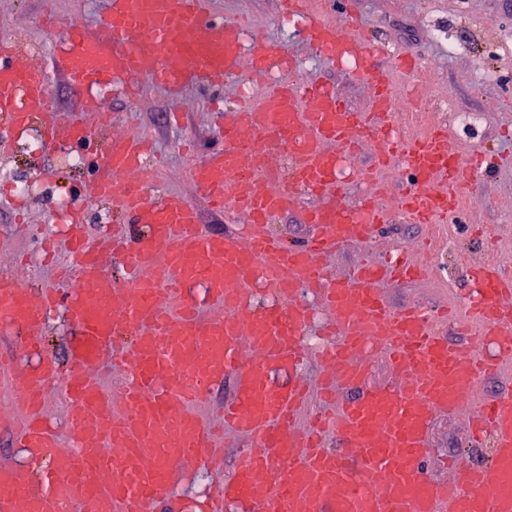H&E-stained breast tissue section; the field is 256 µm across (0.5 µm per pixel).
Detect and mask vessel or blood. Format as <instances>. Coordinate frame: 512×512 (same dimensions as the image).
<instances>
[{
	"instance_id": "b4317fda",
	"label": "vessel or blood",
	"mask_w": 512,
	"mask_h": 512,
	"mask_svg": "<svg viewBox=\"0 0 512 512\" xmlns=\"http://www.w3.org/2000/svg\"><path fill=\"white\" fill-rule=\"evenodd\" d=\"M338 3L335 20L312 0H279V8L302 21L327 63L370 86L364 111L333 87L298 81L282 43L248 37L247 20L216 15L212 0H108L94 34L46 11V29L61 40L47 67L29 63L19 42L0 41L1 155L11 135L30 131L48 147L86 149L111 121L110 90L147 82L178 97L281 70L275 87L245 98L225 125L223 151L187 170L212 209L241 223L237 236L205 232L182 195L149 196L135 174L152 143L127 129L95 154L92 197L140 225L139 237L124 241L118 228L89 237L75 208L63 233L70 289L0 282V334L16 339L0 354V425L39 462L0 467V512H156L171 501L175 512H512V273L497 252L471 264L475 288L464 306L472 317L459 322L478 355L439 336L431 311L394 307L381 290L425 276V245L339 274L325 263L389 221L381 171L407 175L396 201L407 223L447 224L487 167L484 152L450 149L446 128L397 132L391 74L375 65L386 49L366 41L351 0ZM56 70L81 96L59 121L48 117ZM368 143L371 163L353 171L366 194L345 206L341 165ZM279 154L286 167L271 165ZM295 209L313 232L289 246L270 220ZM119 250L130 271L121 284L107 269ZM259 288L274 305L253 303ZM57 308L79 333L69 361L28 368ZM312 326L323 338L314 351L303 340ZM121 333L130 345L115 343ZM380 358L389 377L374 384ZM312 360L321 366L314 380L305 372ZM228 378L232 398L201 410ZM490 378L503 391L488 395ZM56 398L66 408L61 431L48 422ZM441 415L485 441L488 462L461 454L450 478L432 476L430 431ZM233 436L243 440L241 461L228 476L224 444ZM188 469L222 483L176 501Z\"/></svg>"
}]
</instances>
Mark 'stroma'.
<instances>
[{
  "label": "stroma",
  "mask_w": 512,
  "mask_h": 512,
  "mask_svg": "<svg viewBox=\"0 0 512 512\" xmlns=\"http://www.w3.org/2000/svg\"><path fill=\"white\" fill-rule=\"evenodd\" d=\"M352 6L367 28V36L382 41L389 50L409 52L419 60V72L393 73L397 87L416 85L414 95L400 98L397 122L411 135L420 126L411 124L410 112L425 107L426 121L448 128L451 143L460 150L486 148L493 168L482 177L474 197L461 205L467 220L448 225L447 242L437 252L429 276L421 282L390 289L395 306L418 301L430 306L461 304L470 282L469 261L479 259L483 243L471 227L485 224L499 231V246L505 267L512 268V0H352ZM215 10L249 14L254 30L283 43L298 58L299 78L324 80L336 86L349 105L362 110L370 88L360 79L328 65L305 43L299 26L287 24L276 11V0H216ZM41 0H0V37L22 41L30 48L31 60L48 61L55 49L54 37L40 27ZM238 89L225 88L220 111H208L203 96L190 92L180 106H173L158 89H145L136 100L122 94L108 95L106 105L116 130L139 129L156 144L153 193L179 192L195 204L208 232H231L223 215L212 212L194 191L185 171L191 161L183 147L194 144L198 155L224 146L219 125L234 120L239 106ZM37 175L40 192L26 203L0 194V280L55 286L51 266L38 252L39 237L60 232L53 223L56 199H85L93 175L88 166L70 167L53 151L41 158L29 155L17 144L0 155V177L15 179ZM424 229L400 218L381 225L367 244L336 256V268H344L359 256H385L418 241ZM437 456L453 459L469 453L477 461L486 459V447L474 444L464 428L440 420L433 435Z\"/></svg>",
  "instance_id": "35a3bbf8"
}]
</instances>
